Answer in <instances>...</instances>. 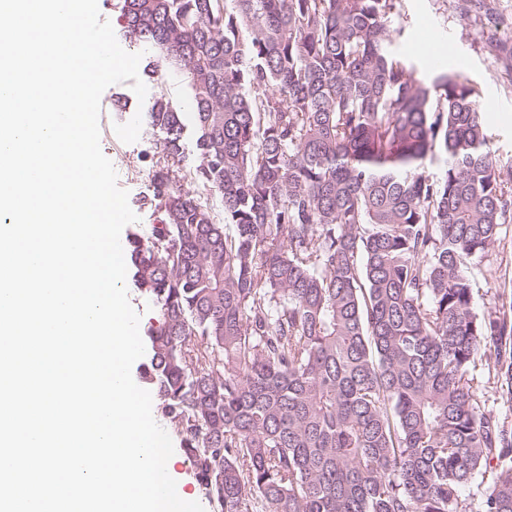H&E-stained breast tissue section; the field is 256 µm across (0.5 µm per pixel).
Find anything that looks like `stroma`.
I'll list each match as a JSON object with an SVG mask.
<instances>
[{"label": "stroma", "instance_id": "1", "mask_svg": "<svg viewBox=\"0 0 512 512\" xmlns=\"http://www.w3.org/2000/svg\"><path fill=\"white\" fill-rule=\"evenodd\" d=\"M486 2L487 9L467 13L461 0H403L398 22L412 35L399 49L418 74H433L435 63L441 62L479 89L487 106L485 122L496 134V158L500 164L512 166V0ZM145 84L147 101L165 96L182 112H191V100L177 70L161 67ZM138 107L135 93L125 82L108 87L101 97L100 146L112 161L118 184L127 191L129 206L138 217L123 228L125 239L133 234L150 237L153 227L165 221L163 210L150 203L149 178L162 132L142 127L138 140L130 144L114 132L115 125L130 121ZM481 269L473 295L478 313L485 314L498 303L497 285L512 280V223L502 225L500 240Z\"/></svg>", "mask_w": 512, "mask_h": 512}]
</instances>
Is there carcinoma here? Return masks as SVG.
Masks as SVG:
<instances>
[{
	"label": "carcinoma",
	"mask_w": 512,
	"mask_h": 512,
	"mask_svg": "<svg viewBox=\"0 0 512 512\" xmlns=\"http://www.w3.org/2000/svg\"><path fill=\"white\" fill-rule=\"evenodd\" d=\"M402 0H122L180 71L150 171L166 221L130 241L159 308L144 379L212 512H512V298L472 284L512 221L479 91L392 50ZM222 195L217 217L204 192ZM486 363L487 362L483 359L482 364L479 362L476 369L478 380L482 381L480 389L483 399L486 400V408L493 411V413L497 414L499 417L506 418V421L512 424V401L510 402L505 397H501V395L495 391L494 385L492 384V371L490 370L489 380V370L487 369Z\"/></svg>",
	"instance_id": "carcinoma-1"
}]
</instances>
